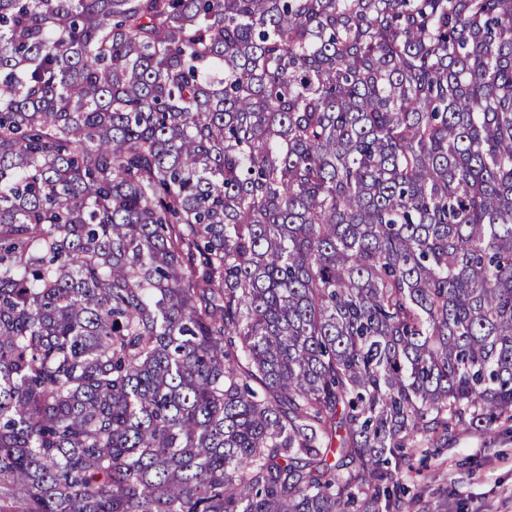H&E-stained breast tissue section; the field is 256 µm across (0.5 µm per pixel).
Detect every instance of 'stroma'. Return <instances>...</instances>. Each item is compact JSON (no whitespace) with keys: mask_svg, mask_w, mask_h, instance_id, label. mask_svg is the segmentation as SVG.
I'll list each match as a JSON object with an SVG mask.
<instances>
[{"mask_svg":"<svg viewBox=\"0 0 512 512\" xmlns=\"http://www.w3.org/2000/svg\"><path fill=\"white\" fill-rule=\"evenodd\" d=\"M406 496L422 494L423 512H512V421L487 433H453L445 447L422 443Z\"/></svg>","mask_w":512,"mask_h":512,"instance_id":"stroma-1","label":"stroma"}]
</instances>
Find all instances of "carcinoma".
<instances>
[{
  "label": "carcinoma",
  "instance_id": "obj_1",
  "mask_svg": "<svg viewBox=\"0 0 512 512\" xmlns=\"http://www.w3.org/2000/svg\"><path fill=\"white\" fill-rule=\"evenodd\" d=\"M512 419V0H0V512H414Z\"/></svg>",
  "mask_w": 512,
  "mask_h": 512
}]
</instances>
